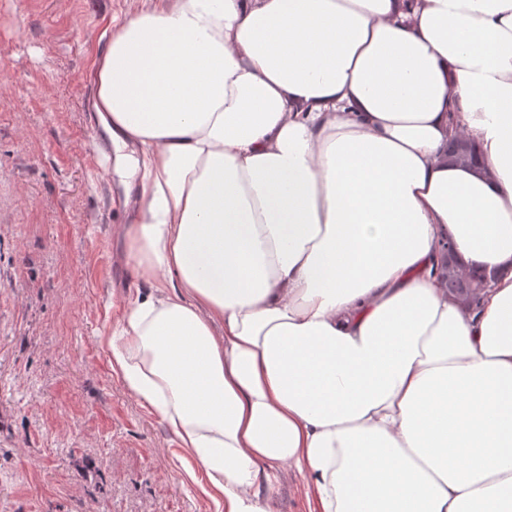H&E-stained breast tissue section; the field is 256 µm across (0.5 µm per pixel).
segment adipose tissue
Wrapping results in <instances>:
<instances>
[{"label": "adipose tissue", "mask_w": 512, "mask_h": 512, "mask_svg": "<svg viewBox=\"0 0 512 512\" xmlns=\"http://www.w3.org/2000/svg\"><path fill=\"white\" fill-rule=\"evenodd\" d=\"M90 107L150 281L102 343L224 512H512V0H143ZM451 246H445L446 254L443 267V278L448 288V295L459 301L465 307L476 305L478 288L483 282V275L477 272H465L456 264L453 253L448 254ZM271 506L273 512H309L303 480L293 467L280 470Z\"/></svg>", "instance_id": "obj_1"}]
</instances>
